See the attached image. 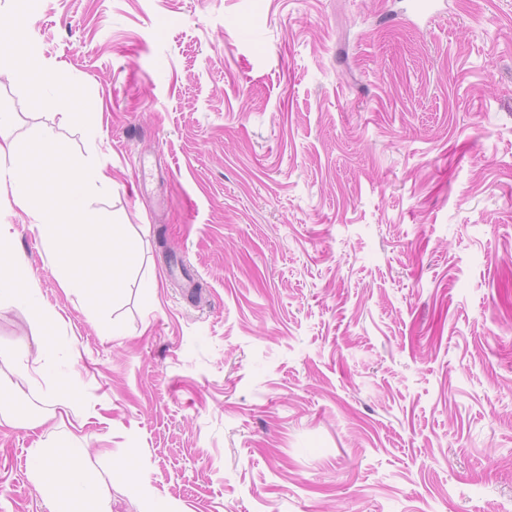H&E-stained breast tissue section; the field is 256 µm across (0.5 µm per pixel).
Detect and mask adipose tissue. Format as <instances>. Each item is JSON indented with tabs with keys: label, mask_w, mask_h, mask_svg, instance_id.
Returning <instances> with one entry per match:
<instances>
[{
	"label": "adipose tissue",
	"mask_w": 512,
	"mask_h": 512,
	"mask_svg": "<svg viewBox=\"0 0 512 512\" xmlns=\"http://www.w3.org/2000/svg\"><path fill=\"white\" fill-rule=\"evenodd\" d=\"M30 471L37 488L49 499L51 512H73V504L85 512H112L107 485L91 480L83 462L62 447L37 442L29 453Z\"/></svg>",
	"instance_id": "1"
}]
</instances>
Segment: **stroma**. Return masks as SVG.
Wrapping results in <instances>:
<instances>
[{"mask_svg":"<svg viewBox=\"0 0 512 512\" xmlns=\"http://www.w3.org/2000/svg\"><path fill=\"white\" fill-rule=\"evenodd\" d=\"M408 3L0 0L38 80L0 82L16 137L103 166L87 207L135 253L98 314L0 159L52 315L0 298V351L57 347L5 409L46 423L0 426V512H50L40 437L112 512H512V0Z\"/></svg>","mask_w":512,"mask_h":512,"instance_id":"stroma-1","label":"stroma"}]
</instances>
